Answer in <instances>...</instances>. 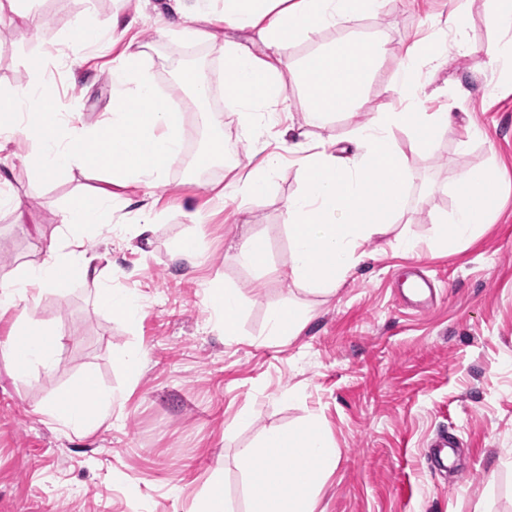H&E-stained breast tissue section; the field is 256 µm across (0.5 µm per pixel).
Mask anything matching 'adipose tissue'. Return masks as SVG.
<instances>
[{"label": "adipose tissue", "mask_w": 512, "mask_h": 512, "mask_svg": "<svg viewBox=\"0 0 512 512\" xmlns=\"http://www.w3.org/2000/svg\"><path fill=\"white\" fill-rule=\"evenodd\" d=\"M383 4L384 0H174L181 32L192 39L213 40L212 28L219 23L252 34L250 43L228 40L222 48L224 84L241 126L251 136V155L256 159L246 176L225 185L223 200L236 216H244L237 199L265 195L285 154L297 155L303 189L283 205L291 241L288 276L320 295L335 293L364 257L365 244L405 216L412 172L394 140L395 131L407 132L420 152L430 151L448 133H458L464 144L477 134L472 126L455 125L451 113H429L419 105L421 69L441 67L448 51L464 54L471 49L468 15L457 8L433 36L406 49L400 74L389 89L394 108L374 113L354 127L351 157L336 156L328 143H310L308 127L323 125L331 114L354 111L385 47L368 42L357 51L349 37L342 36L296 66L289 63L286 47L377 13ZM134 27L129 21L105 28L90 13L66 42L67 57L74 63L107 44L123 47L111 71L113 109L95 124H82L74 114L53 107L55 87L37 64L25 91L0 94V113L5 116L0 122L1 152L23 137L34 141L32 155L42 174L55 176L91 163L124 189L120 195L105 194L91 202L76 199L62 207L60 242L0 282V311L19 306L29 311L13 330L14 340L24 343V357L15 366L20 375L32 362L50 363L60 346L57 331L33 317L39 294L80 279L94 284L99 304L113 316L133 322L142 312L138 296L113 287L99 268L101 255L87 246L98 228L111 222L124 234L150 242L164 213L155 203L139 202L138 195L164 181L183 154L182 115L158 104L144 52L132 35ZM291 81L315 95L305 117L306 130L288 138L272 133L268 115L287 109ZM495 184V172L487 166L460 176L457 207L451 218L438 221L434 228L441 247L455 249L476 235L494 208ZM95 380L94 372H86L67 398L46 402L43 414L76 433L97 431L110 418L113 396L96 387ZM90 383L95 390L86 403L82 397ZM337 460L335 448L316 422L266 431L256 446L239 453V462L251 477L250 512H314L317 485L335 469Z\"/></svg>", "instance_id": "obj_1"}]
</instances>
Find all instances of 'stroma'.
<instances>
[{"label":"stroma","instance_id":"obj_1","mask_svg":"<svg viewBox=\"0 0 512 512\" xmlns=\"http://www.w3.org/2000/svg\"><path fill=\"white\" fill-rule=\"evenodd\" d=\"M458 4L469 15L473 51L450 54L439 70L422 71L423 105L428 112L454 110L479 135L464 148L457 137L445 136L419 152L405 132H395L413 173L399 228L416 242L419 256L404 255L393 234L375 237L367 257L328 297L288 276L282 204L302 189L297 166L284 165L265 196L243 199L244 224L213 203L232 179L223 163L194 168L214 136L232 143L241 164L249 162L232 107L222 104L215 125L198 128L192 95L178 86L180 71L196 61L211 94L223 96L218 43L159 36L154 19L168 12L170 0H146L138 16L127 0L93 5L104 27L113 14L136 16L157 90L184 114V150L152 192L166 217L151 246L106 231L92 242L112 258L113 287L140 295L137 322L113 317L88 282L43 293L36 317L61 334L62 345L51 364H32L20 378L7 348L19 313L0 317V512H192L215 480L230 512H248L249 477L238 465L239 450L265 430L311 420L339 455L315 512H512V72H489L482 52L500 37L486 22L492 0H389L379 14L349 23L358 39L385 40L386 50L355 112L311 129L310 137L348 147L356 124L392 107L388 88L405 48L428 37L433 18ZM89 6L88 0H40L41 27L0 25V90L27 88L38 60L56 87L59 112L77 113L88 124L111 112L112 52L93 53L79 65L60 53ZM6 163L25 220L0 208V280L35 259L38 243L51 242L56 212L72 196L107 186L90 166L52 178L39 174L22 140ZM479 165L501 171L498 211L458 252L435 251L436 217L453 213L459 177ZM198 228L204 232L201 259L176 261L177 243ZM249 234L266 245L265 270L235 257L238 240ZM416 265L440 287L426 311L400 301L404 276ZM216 286L242 294L238 335H225L207 304ZM283 304L308 313L297 336L268 333L269 311ZM138 349L146 362L133 382L118 356ZM88 370L118 396L112 419L88 436L62 432L41 408L67 396ZM442 430L466 445L464 477L439 475L427 463L428 445Z\"/></svg>","mask_w":512,"mask_h":512}]
</instances>
